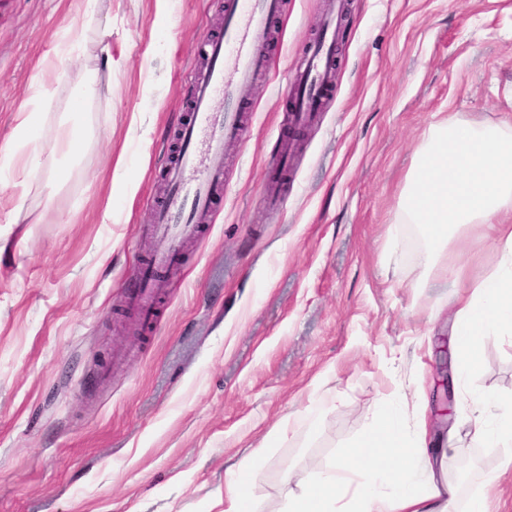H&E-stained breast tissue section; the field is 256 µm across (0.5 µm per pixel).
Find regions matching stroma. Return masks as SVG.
<instances>
[{
  "label": "stroma",
  "instance_id": "1",
  "mask_svg": "<svg viewBox=\"0 0 512 512\" xmlns=\"http://www.w3.org/2000/svg\"><path fill=\"white\" fill-rule=\"evenodd\" d=\"M225 0H0V147L29 110L34 75L59 68L41 103L42 167L0 157V512H224L227 481L255 455V512H283L288 474L328 465L403 391L406 425L427 418L442 512L475 492L512 512L507 451L479 448L455 391L436 428L455 251L434 269L398 201L430 125L512 126V0H341L336 82L294 127L285 75L321 31L328 0H286L271 65L244 93L246 130L224 146L213 220L183 246L151 329L125 303L150 257L186 75L224 25ZM83 139L49 152L76 87ZM287 167H280L282 142ZM282 170L270 203L268 173ZM112 221H101L104 206ZM472 392L512 398V335L486 336Z\"/></svg>",
  "mask_w": 512,
  "mask_h": 512
}]
</instances>
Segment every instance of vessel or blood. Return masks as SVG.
I'll use <instances>...</instances> for the list:
<instances>
[{"label":"vessel or blood","instance_id":"vessel-or-blood-1","mask_svg":"<svg viewBox=\"0 0 512 512\" xmlns=\"http://www.w3.org/2000/svg\"><path fill=\"white\" fill-rule=\"evenodd\" d=\"M283 7L284 0H227L222 31L201 43L205 64L187 82L189 107L178 126L179 152L164 170L166 194L154 209L152 233L158 245L151 263L139 272L133 297L144 323L154 317V288L175 263L183 243L199 236L215 192L224 184V142L244 132L240 93L256 72L269 66L263 46L270 42L273 21ZM335 50L336 31L328 15L304 66L291 72L294 121L306 122L320 111ZM219 98L224 109L217 112L213 103Z\"/></svg>","mask_w":512,"mask_h":512}]
</instances>
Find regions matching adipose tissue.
Instances as JSON below:
<instances>
[{"label": "adipose tissue", "mask_w": 512, "mask_h": 512, "mask_svg": "<svg viewBox=\"0 0 512 512\" xmlns=\"http://www.w3.org/2000/svg\"><path fill=\"white\" fill-rule=\"evenodd\" d=\"M399 209L426 241L422 262L434 268L460 232L486 225L501 245L497 264L471 294L456 296L457 378L479 369L484 336L512 335V131L443 119L429 128L407 175ZM405 399H384L370 424L341 459L302 475L287 512H436L441 494L426 476L425 425L408 432Z\"/></svg>", "instance_id": "obj_1"}]
</instances>
